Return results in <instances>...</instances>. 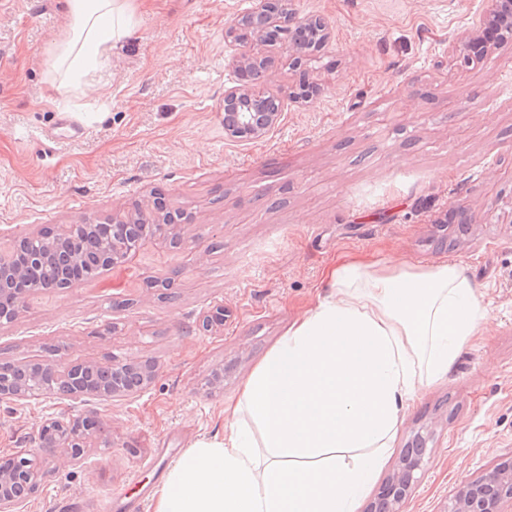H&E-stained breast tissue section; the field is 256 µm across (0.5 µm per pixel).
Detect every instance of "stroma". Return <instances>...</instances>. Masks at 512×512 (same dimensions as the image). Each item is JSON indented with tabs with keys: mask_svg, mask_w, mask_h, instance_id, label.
Wrapping results in <instances>:
<instances>
[{
	"mask_svg": "<svg viewBox=\"0 0 512 512\" xmlns=\"http://www.w3.org/2000/svg\"><path fill=\"white\" fill-rule=\"evenodd\" d=\"M251 6L138 0V32L101 81L63 96L61 0H0V238L124 216L156 193L194 217L185 248L147 244L91 283L34 294L0 327L2 362L156 366L126 400L0 399V458L46 419L108 421L83 460L46 459L23 512H114L113 491H158L178 451L223 435L225 404L344 262H457L490 321L405 410L357 512L416 433L430 440L399 512H446L512 456V42L463 60L483 0H292L330 38L298 67L285 42L266 45L264 85L285 108L239 141L220 101L242 48L224 29ZM305 83L310 97L290 100Z\"/></svg>",
	"mask_w": 512,
	"mask_h": 512,
	"instance_id": "35a3bbf8",
	"label": "stroma"
}]
</instances>
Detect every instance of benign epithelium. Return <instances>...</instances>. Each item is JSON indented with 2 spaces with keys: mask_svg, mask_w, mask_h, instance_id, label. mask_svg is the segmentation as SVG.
Instances as JSON below:
<instances>
[{
  "mask_svg": "<svg viewBox=\"0 0 512 512\" xmlns=\"http://www.w3.org/2000/svg\"><path fill=\"white\" fill-rule=\"evenodd\" d=\"M288 25V49L297 53L295 62L311 55L328 40V26L318 16H299L291 0H254L250 12L237 18L224 32L225 38L243 42L245 33H252L256 41L274 30L279 32ZM512 41V0H485V12L475 31L468 35L460 47L481 51L495 44ZM266 57L256 46H249L241 57L239 82L224 89V132L239 141H247L265 134L280 120L284 100L273 94L256 90L254 74L266 71ZM147 215L151 224L137 235L127 233L135 215L112 219V263L118 264L135 254L149 242L182 244L183 226L191 223L183 213H171L167 205L157 199L152 201ZM100 224H63L54 233L53 241L43 242L39 236H25L0 246V292L12 295L11 305L0 307V326L12 323L29 296L38 292L25 280L27 269L53 258L66 276L58 280L57 288L69 289L79 282L68 276L69 267L76 262L75 255L63 245L89 235H97ZM88 368L99 370L104 377L93 384L82 383L69 367L65 371L48 364L0 363V399L16 402L42 396L63 395L72 400H108L133 395L152 380L154 367L137 371L131 382L123 381L131 368L129 364H96ZM47 372L50 379L37 385L23 382V375L35 370ZM106 430L95 417L73 416L66 419H49L38 432L37 447L0 459V512H21L24 503L40 486L44 469L43 453H58L72 461L84 457L94 439ZM423 446L413 443L399 460L391 478L385 483L369 512H399L401 504L411 494L417 482L416 471L421 467ZM448 512H512V458L501 461L494 471L480 479L463 483L456 491Z\"/></svg>",
  "mask_w": 512,
  "mask_h": 512,
  "instance_id": "1",
  "label": "benign epithelium"
}]
</instances>
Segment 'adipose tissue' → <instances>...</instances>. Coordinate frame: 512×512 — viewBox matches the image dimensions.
<instances>
[{
    "label": "adipose tissue",
    "mask_w": 512,
    "mask_h": 512,
    "mask_svg": "<svg viewBox=\"0 0 512 512\" xmlns=\"http://www.w3.org/2000/svg\"><path fill=\"white\" fill-rule=\"evenodd\" d=\"M58 90L103 73L134 0H64ZM224 409V434L170 469L155 512H355L420 387L444 379L487 314L462 268L346 262Z\"/></svg>",
    "instance_id": "adipose-tissue-1"
}]
</instances>
